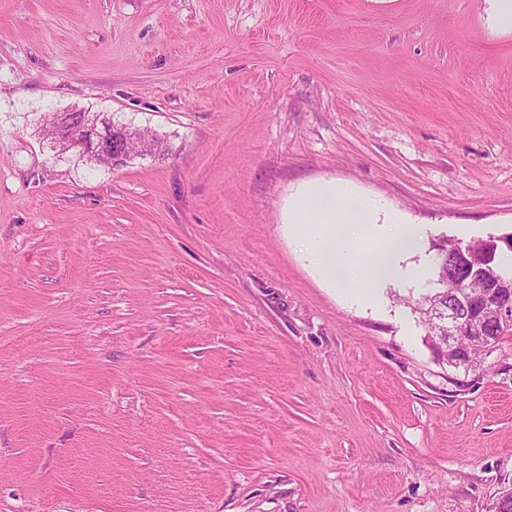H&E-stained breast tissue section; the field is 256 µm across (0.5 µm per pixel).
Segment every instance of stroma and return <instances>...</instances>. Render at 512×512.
Instances as JSON below:
<instances>
[{
	"mask_svg": "<svg viewBox=\"0 0 512 512\" xmlns=\"http://www.w3.org/2000/svg\"><path fill=\"white\" fill-rule=\"evenodd\" d=\"M485 0H0V512H490L512 335L449 367L443 240L512 267V33ZM157 137L112 167L48 113ZM336 179L422 225L353 304L283 225Z\"/></svg>",
	"mask_w": 512,
	"mask_h": 512,
	"instance_id": "35a3bbf8",
	"label": "stroma"
}]
</instances>
